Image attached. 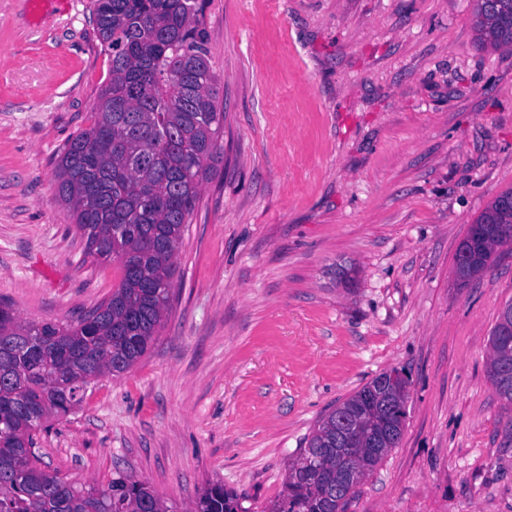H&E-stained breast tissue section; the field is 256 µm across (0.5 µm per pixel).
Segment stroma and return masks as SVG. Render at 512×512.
<instances>
[{
	"instance_id": "35a3bbf8",
	"label": "stroma",
	"mask_w": 512,
	"mask_h": 512,
	"mask_svg": "<svg viewBox=\"0 0 512 512\" xmlns=\"http://www.w3.org/2000/svg\"><path fill=\"white\" fill-rule=\"evenodd\" d=\"M90 0H0V305L80 320L120 264L86 255L55 161L108 61ZM474 0H206L224 154L179 247L172 308L127 372L38 436L60 476L121 471L188 508L251 512L320 419L377 375L410 380L401 440L346 512H512V405L488 377L512 243L458 287L470 224L512 188V50ZM354 283H336L337 265ZM189 512H249L242 505V498L224 489L222 483H208L198 493Z\"/></svg>"
}]
</instances>
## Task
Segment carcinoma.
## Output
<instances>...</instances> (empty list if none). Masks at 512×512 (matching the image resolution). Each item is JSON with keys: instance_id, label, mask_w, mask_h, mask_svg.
I'll return each instance as SVG.
<instances>
[{"instance_id": "carcinoma-1", "label": "carcinoma", "mask_w": 512, "mask_h": 512, "mask_svg": "<svg viewBox=\"0 0 512 512\" xmlns=\"http://www.w3.org/2000/svg\"><path fill=\"white\" fill-rule=\"evenodd\" d=\"M475 28L494 48L512 47V0H497ZM95 30L108 55L109 77L90 127L59 152L58 196L68 205L85 252L118 260L112 295L73 324L23 322L0 307V512H177L149 484L116 473L105 486L69 481L42 466L36 436L81 405L95 380L131 368L158 336L171 307L174 260L199 200L200 187L223 157L224 106L200 27L201 0H91ZM499 193L475 223L486 238L467 260L455 259L459 284L489 268L512 239ZM497 320L489 337V375L512 404V343L499 344ZM409 381L384 372L341 403L358 450L339 458L336 411L314 429L308 446L288 464L284 490L262 512H336V486L349 470L359 480L399 443ZM395 406L368 405L372 390ZM189 512H249L222 483L204 486Z\"/></svg>"}]
</instances>
